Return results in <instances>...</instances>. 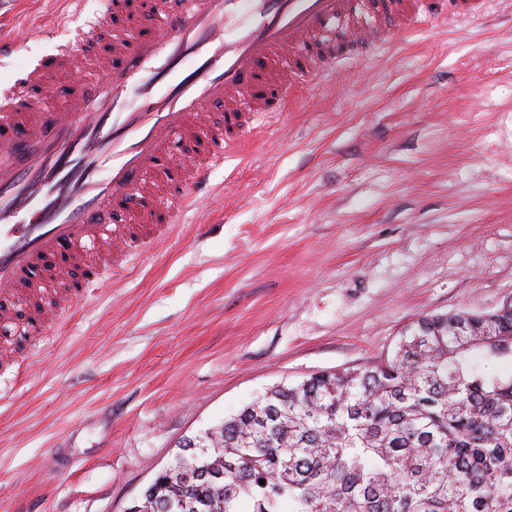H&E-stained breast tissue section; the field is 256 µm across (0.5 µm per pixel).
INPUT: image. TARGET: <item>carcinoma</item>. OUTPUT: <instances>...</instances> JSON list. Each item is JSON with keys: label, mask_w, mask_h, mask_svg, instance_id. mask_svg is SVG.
<instances>
[{"label": "carcinoma", "mask_w": 512, "mask_h": 512, "mask_svg": "<svg viewBox=\"0 0 512 512\" xmlns=\"http://www.w3.org/2000/svg\"><path fill=\"white\" fill-rule=\"evenodd\" d=\"M142 498L149 512H512V309L425 315L383 363L268 389Z\"/></svg>", "instance_id": "carcinoma-1"}]
</instances>
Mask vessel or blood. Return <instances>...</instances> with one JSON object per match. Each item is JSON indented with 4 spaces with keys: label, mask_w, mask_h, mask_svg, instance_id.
Masks as SVG:
<instances>
[{
    "label": "vessel or blood",
    "mask_w": 512,
    "mask_h": 512,
    "mask_svg": "<svg viewBox=\"0 0 512 512\" xmlns=\"http://www.w3.org/2000/svg\"><path fill=\"white\" fill-rule=\"evenodd\" d=\"M486 0H177L107 13L0 94V297L33 294L29 333L60 310L55 284L95 288L129 262L146 224H175L229 155L355 49L421 22L481 15ZM79 73L60 85L55 73ZM193 140L190 154L173 146Z\"/></svg>",
    "instance_id": "b4317fda"
}]
</instances>
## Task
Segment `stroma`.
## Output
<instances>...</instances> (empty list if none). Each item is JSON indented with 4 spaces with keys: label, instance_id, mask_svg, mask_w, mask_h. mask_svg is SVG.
<instances>
[{
    "label": "stroma",
    "instance_id": "stroma-1",
    "mask_svg": "<svg viewBox=\"0 0 512 512\" xmlns=\"http://www.w3.org/2000/svg\"><path fill=\"white\" fill-rule=\"evenodd\" d=\"M0 0V89L102 16ZM310 81L212 194L40 336L0 335V512H126L267 388L372 365L427 314L512 304V10Z\"/></svg>",
    "mask_w": 512,
    "mask_h": 512
}]
</instances>
